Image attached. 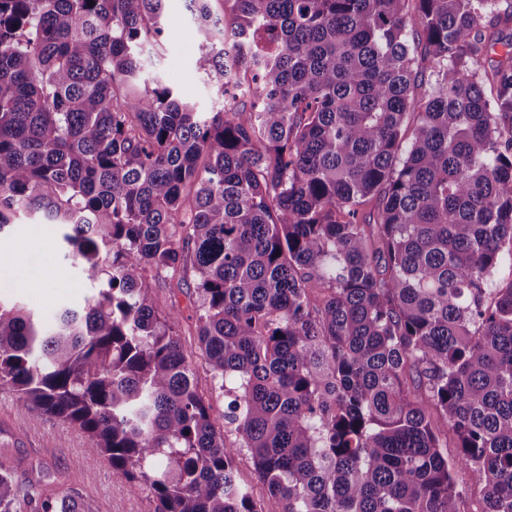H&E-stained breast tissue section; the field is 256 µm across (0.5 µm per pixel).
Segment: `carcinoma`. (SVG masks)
Masks as SVG:
<instances>
[{
  "label": "carcinoma",
  "mask_w": 512,
  "mask_h": 512,
  "mask_svg": "<svg viewBox=\"0 0 512 512\" xmlns=\"http://www.w3.org/2000/svg\"><path fill=\"white\" fill-rule=\"evenodd\" d=\"M167 2L0 0V233L98 286L0 301V385L155 512H260L243 452L280 512H460L462 469L512 512V0H186L214 112L141 75ZM189 269L233 440L153 304ZM26 507L88 512L0 470ZM37 224L40 223L21 214L15 224L6 228L0 255L20 256L23 268L5 275L2 272L11 269L16 258L9 256L1 262L0 284L5 282L7 287L0 288V296L5 301L22 303L41 320L48 322L62 306L83 302L92 296L95 289L83 280L79 261L65 256L64 251L55 246L57 228L46 226L47 234L36 233L34 228ZM28 278L40 279V287H30Z\"/></svg>",
  "instance_id": "carcinoma-1"
}]
</instances>
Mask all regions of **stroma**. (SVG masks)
<instances>
[{
    "mask_svg": "<svg viewBox=\"0 0 512 512\" xmlns=\"http://www.w3.org/2000/svg\"><path fill=\"white\" fill-rule=\"evenodd\" d=\"M192 24L184 0H170L162 21L163 45L145 47L144 73L149 78L159 77L197 111L207 112L217 97L218 85L195 68ZM35 226L30 216L20 215L0 236V255H17L23 260L20 271L0 274V299L20 302L47 322L62 306L91 297L94 288L83 280L78 260L57 249V228L39 233ZM152 296L160 313L175 317L197 391L212 407L216 432H223L224 398L215 388L194 333V279L153 281ZM92 446L77 427L50 415L24 412L15 392L0 387V464L14 469L18 484L40 481L44 494L78 496L89 512H155L148 489L116 479L106 460L93 458Z\"/></svg>",
    "mask_w": 512,
    "mask_h": 512,
    "instance_id": "obj_1",
    "label": "stroma"
}]
</instances>
